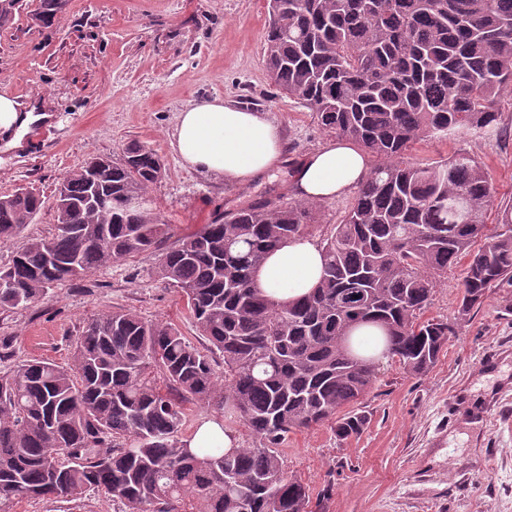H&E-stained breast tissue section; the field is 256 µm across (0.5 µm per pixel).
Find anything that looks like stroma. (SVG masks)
<instances>
[{
  "label": "stroma",
  "mask_w": 512,
  "mask_h": 512,
  "mask_svg": "<svg viewBox=\"0 0 512 512\" xmlns=\"http://www.w3.org/2000/svg\"><path fill=\"white\" fill-rule=\"evenodd\" d=\"M34 7L26 0L0 28V90L44 101L54 118L31 125L23 149L0 152V195L24 187L45 206L0 244V266L53 231L64 176L96 156L120 158L130 142L153 148L165 166L151 197L174 241L257 196L294 200L295 165L331 139L267 75V0H65L48 28L31 20ZM203 96L267 113L284 135L283 166L247 186L186 168L169 137L179 112ZM496 110L495 128L422 141L405 156L425 165L463 151L483 162L492 224L512 207V87ZM160 258L154 249L136 254L0 313V372L31 358L72 366L87 323L117 309L206 346L180 289L159 276ZM462 277V266L449 268L426 312L454 328L438 362L414 376L382 361L362 401L370 421L360 436L338 441L326 423L289 434L280 453L309 486L312 512H512V287L490 291L462 317Z\"/></svg>",
  "instance_id": "35a3bbf8"
}]
</instances>
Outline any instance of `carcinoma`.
Listing matches in <instances>:
<instances>
[{"label": "carcinoma", "mask_w": 512, "mask_h": 512, "mask_svg": "<svg viewBox=\"0 0 512 512\" xmlns=\"http://www.w3.org/2000/svg\"><path fill=\"white\" fill-rule=\"evenodd\" d=\"M37 0L31 20L58 9ZM23 0H0V27ZM265 64L275 86L328 133L374 154L349 209L320 241L323 277L279 303L255 283L264 257L313 233L316 205L260 197L164 249L160 274L181 289L200 349L175 327L114 311L78 337L74 366L27 359L0 375V512L18 500L75 501L103 492L128 512H311L310 489L286 472L288 435L334 422L339 441L368 423L361 399L377 364L352 354L349 333L381 327L387 357L428 371L453 335L423 318L448 269L467 259L459 313L512 287V210L486 223L493 190L466 152L428 165L401 156L415 143L479 132L497 121L512 84V0H268ZM165 174L154 150L129 145L63 178L54 233L0 266V312L114 261L158 248L168 225L149 196ZM44 206L25 188L0 197V239ZM224 360V375L214 354ZM206 402L254 441L185 448L187 402Z\"/></svg>", "instance_id": "carcinoma-1"}]
</instances>
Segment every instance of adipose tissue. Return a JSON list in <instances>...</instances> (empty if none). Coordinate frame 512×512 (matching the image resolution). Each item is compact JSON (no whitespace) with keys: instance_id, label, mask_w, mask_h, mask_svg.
<instances>
[{"instance_id":"ef3b65f1","label":"adipose tissue","mask_w":512,"mask_h":512,"mask_svg":"<svg viewBox=\"0 0 512 512\" xmlns=\"http://www.w3.org/2000/svg\"><path fill=\"white\" fill-rule=\"evenodd\" d=\"M50 113L0 93V137L5 149L21 148L32 123L50 120ZM170 146L183 165L208 176L245 185L277 169L283 155L280 129L265 113L249 111L220 97H203L179 113ZM366 155L338 138L307 155L298 166L294 190L304 200L331 198L356 188L368 175ZM324 267L313 240H288L268 254L256 272V284L269 298L288 303L307 296L319 283ZM191 452L230 449L238 440L214 418L201 419L186 437Z\"/></svg>"}]
</instances>
